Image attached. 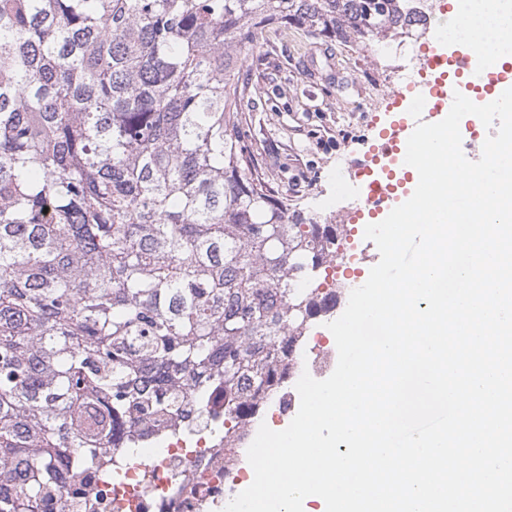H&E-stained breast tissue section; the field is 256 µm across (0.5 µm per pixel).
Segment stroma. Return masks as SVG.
<instances>
[{"label": "stroma", "mask_w": 512, "mask_h": 512, "mask_svg": "<svg viewBox=\"0 0 512 512\" xmlns=\"http://www.w3.org/2000/svg\"><path fill=\"white\" fill-rule=\"evenodd\" d=\"M436 28L401 42L396 63L360 52L353 42H324L305 30L273 24L265 53L241 69L247 84L243 129L276 197L319 214L355 201L358 179L350 167L378 134L390 87L400 68L417 67Z\"/></svg>", "instance_id": "stroma-1"}]
</instances>
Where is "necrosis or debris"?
I'll return each mask as SVG.
<instances>
[{
  "label": "necrosis or debris",
  "instance_id": "obj_1",
  "mask_svg": "<svg viewBox=\"0 0 512 512\" xmlns=\"http://www.w3.org/2000/svg\"><path fill=\"white\" fill-rule=\"evenodd\" d=\"M114 484L88 475L84 489L64 487L49 512H212L224 500V441L211 429L169 437L165 448L123 465Z\"/></svg>",
  "mask_w": 512,
  "mask_h": 512
}]
</instances>
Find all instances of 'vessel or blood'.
Segmentation results:
<instances>
[{
  "label": "vessel or blood",
  "instance_id": "b4317fda",
  "mask_svg": "<svg viewBox=\"0 0 512 512\" xmlns=\"http://www.w3.org/2000/svg\"><path fill=\"white\" fill-rule=\"evenodd\" d=\"M437 31L440 47L429 50L419 62L427 75L425 83L397 85L389 90V120L369 150L351 162L365 184L362 208L369 216L388 215L399 205L401 190L414 177V168L404 162L408 139L405 125L411 114L469 112L471 100L466 91L471 75L478 69L484 72V88L499 113L512 114V64L480 65L475 48L469 43L447 51V22H440Z\"/></svg>",
  "mask_w": 512,
  "mask_h": 512
}]
</instances>
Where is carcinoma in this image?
Returning a JSON list of instances; mask_svg holds the SVG:
<instances>
[{
    "label": "carcinoma",
    "mask_w": 512,
    "mask_h": 512,
    "mask_svg": "<svg viewBox=\"0 0 512 512\" xmlns=\"http://www.w3.org/2000/svg\"><path fill=\"white\" fill-rule=\"evenodd\" d=\"M408 2L0 0V512L211 425L220 389L237 467L344 231L257 170L239 70L266 25L382 43Z\"/></svg>",
    "instance_id": "1"
}]
</instances>
